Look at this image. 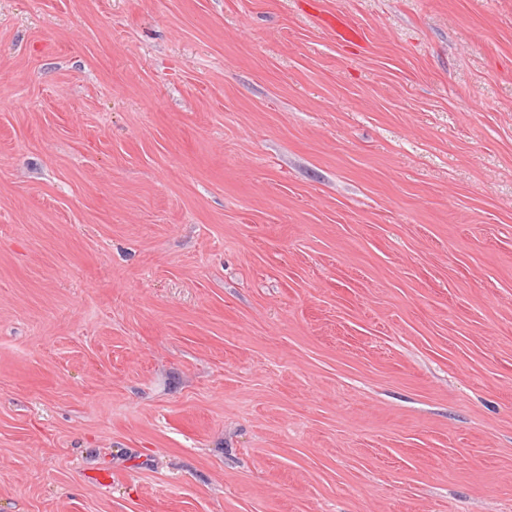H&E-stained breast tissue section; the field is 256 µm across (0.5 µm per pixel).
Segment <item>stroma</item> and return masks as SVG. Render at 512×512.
Wrapping results in <instances>:
<instances>
[{
	"label": "stroma",
	"instance_id": "35a3bbf8",
	"mask_svg": "<svg viewBox=\"0 0 512 512\" xmlns=\"http://www.w3.org/2000/svg\"><path fill=\"white\" fill-rule=\"evenodd\" d=\"M0 512H512V0H0Z\"/></svg>",
	"mask_w": 512,
	"mask_h": 512
}]
</instances>
